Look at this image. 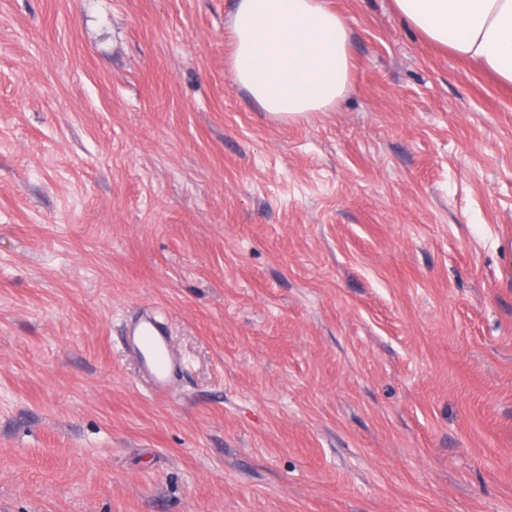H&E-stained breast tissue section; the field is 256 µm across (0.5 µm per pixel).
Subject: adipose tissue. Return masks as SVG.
<instances>
[{"mask_svg": "<svg viewBox=\"0 0 512 512\" xmlns=\"http://www.w3.org/2000/svg\"><path fill=\"white\" fill-rule=\"evenodd\" d=\"M431 43L512 85V0H393ZM232 73L271 115L334 109L350 87V33L328 0H237Z\"/></svg>", "mask_w": 512, "mask_h": 512, "instance_id": "adipose-tissue-1", "label": "adipose tissue"}]
</instances>
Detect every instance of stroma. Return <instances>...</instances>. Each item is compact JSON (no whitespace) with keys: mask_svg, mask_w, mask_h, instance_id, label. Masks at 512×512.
<instances>
[{"mask_svg":"<svg viewBox=\"0 0 512 512\" xmlns=\"http://www.w3.org/2000/svg\"><path fill=\"white\" fill-rule=\"evenodd\" d=\"M330 4L288 121L235 0H0V512H512V86ZM232 73L265 112H329L350 87V33L328 0H236ZM123 341L125 347L138 357L141 376L148 390L158 396L169 394L180 362L170 350L162 323L154 314L143 310L126 324Z\"/></svg>","mask_w":512,"mask_h":512,"instance_id":"1","label":"stroma"}]
</instances>
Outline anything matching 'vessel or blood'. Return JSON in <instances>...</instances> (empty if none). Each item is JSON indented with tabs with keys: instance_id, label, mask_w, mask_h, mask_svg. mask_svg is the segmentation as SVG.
I'll return each mask as SVG.
<instances>
[{
	"instance_id": "b4317fda",
	"label": "vessel or blood",
	"mask_w": 512,
	"mask_h": 512,
	"mask_svg": "<svg viewBox=\"0 0 512 512\" xmlns=\"http://www.w3.org/2000/svg\"><path fill=\"white\" fill-rule=\"evenodd\" d=\"M123 341L137 356L148 390L158 396L169 394L180 363L171 352L167 333L155 315L142 311L126 325Z\"/></svg>"
}]
</instances>
